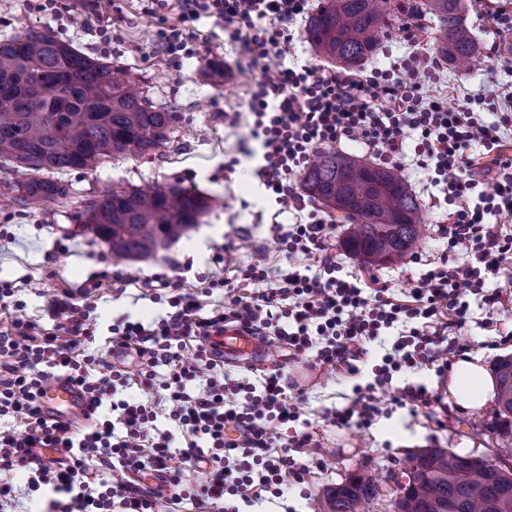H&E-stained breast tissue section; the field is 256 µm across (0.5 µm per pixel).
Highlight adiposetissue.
Instances as JSON below:
<instances>
[{
  "label": "adipose tissue",
  "mask_w": 512,
  "mask_h": 512,
  "mask_svg": "<svg viewBox=\"0 0 512 512\" xmlns=\"http://www.w3.org/2000/svg\"><path fill=\"white\" fill-rule=\"evenodd\" d=\"M448 393L460 410L486 407L495 393V380L482 354H467L454 361L448 374Z\"/></svg>",
  "instance_id": "ef3b65f1"
}]
</instances>
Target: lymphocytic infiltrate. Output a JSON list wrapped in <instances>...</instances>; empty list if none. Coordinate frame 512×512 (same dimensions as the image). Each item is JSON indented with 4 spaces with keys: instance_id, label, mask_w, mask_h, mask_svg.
Here are the masks:
<instances>
[{
    "instance_id": "obj_1",
    "label": "lymphocytic infiltrate",
    "mask_w": 512,
    "mask_h": 512,
    "mask_svg": "<svg viewBox=\"0 0 512 512\" xmlns=\"http://www.w3.org/2000/svg\"><path fill=\"white\" fill-rule=\"evenodd\" d=\"M308 6L309 0H180L178 13L166 16L163 0H150L144 14L155 20L156 40L173 57L189 54L190 23L205 17L223 25L252 89V135L264 150L258 175L282 208L306 209L294 181L322 147L355 142L391 167L402 166L411 151L454 207L439 228L446 248L417 279L409 301L401 302L362 277L338 278L327 247L335 227L321 216L275 225L287 273L272 274L261 264L240 269L247 286L242 293L226 280L209 281L204 293L223 291L225 303L208 315L202 312L204 293L159 280L169 292L165 316L147 323L123 318L109 328L113 350L129 351L132 358L123 367L81 350L98 332L96 285L58 290L48 302L49 324L11 316L0 326V418L14 424L0 430V471L27 469L29 490L49 488L44 512H112L117 506L154 512L157 494H138L134 482L153 474L162 477L169 504H189L192 512H240L267 497H283L287 480L302 478L289 451L318 442L310 432L287 431L301 415L288 396L291 385L277 372L255 385L226 371L204 344L225 323L274 333L294 354H311L314 365L348 375L358 374L367 344L398 329L374 382L355 386L350 404L333 415L342 426H368L403 400L419 407L439 402L437 393L418 385L386 406L377 390L405 369L424 365L447 373L466 350L458 334L470 320L468 295L492 308L501 305L502 291L487 282L512 276V234L488 219L512 215V151L472 105L491 97L508 101L512 93L491 83L448 110L423 92L421 77L439 68L430 53H411L392 71L287 67L288 26ZM274 65L280 75L272 81L267 73ZM488 166L497 190L477 193ZM305 261L316 265L315 273H301ZM191 341L196 348L190 353ZM58 378L84 392L91 422L68 425L43 415L40 399ZM197 380L204 383L202 392H188ZM133 386L142 399L119 398L120 390ZM162 405L174 429L156 426ZM190 469L203 470L204 481L188 491L183 478Z\"/></svg>"
}]
</instances>
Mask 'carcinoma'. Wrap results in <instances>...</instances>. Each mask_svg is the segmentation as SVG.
Here are the masks:
<instances>
[{"label": "carcinoma", "instance_id": "obj_1", "mask_svg": "<svg viewBox=\"0 0 512 512\" xmlns=\"http://www.w3.org/2000/svg\"><path fill=\"white\" fill-rule=\"evenodd\" d=\"M393 0H327L311 17L307 36L325 57L353 67L377 49L393 17ZM438 26L435 42L450 62L476 64L481 49L462 16V0H425ZM178 113L156 106L139 84L112 65L43 32L29 30L0 41V163L31 171L94 169L115 157H143L168 140ZM306 193L331 211L342 205L354 230L348 250L384 263L401 260L420 237V203L394 172L322 154L302 176ZM7 201L55 200L67 188L40 175L12 184ZM210 210L209 199L179 182L107 190L75 218L131 260L172 243ZM495 420L512 417V357L496 364ZM418 472L400 512H512V468L485 465L447 448H419L408 458ZM379 488L354 473L323 491L317 512H365Z\"/></svg>", "mask_w": 512, "mask_h": 512}]
</instances>
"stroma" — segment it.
I'll list each match as a JSON object with an SVG mask.
<instances>
[{
	"instance_id": "obj_1",
	"label": "stroma",
	"mask_w": 512,
	"mask_h": 512,
	"mask_svg": "<svg viewBox=\"0 0 512 512\" xmlns=\"http://www.w3.org/2000/svg\"><path fill=\"white\" fill-rule=\"evenodd\" d=\"M112 2V22L106 29L94 16L83 15V0H57L55 9L45 12L28 10L25 0H0V39L29 30L49 33L125 71L155 105L180 115L172 135L154 154L115 158L92 170H70L61 176L68 195L54 201L0 204V227L11 231L10 236L0 237V280L17 288L22 316L44 324L49 321L50 296L87 280L101 283L96 314L105 328L123 315L149 322L164 314L167 303L156 302L151 291L152 280L160 276L191 285L205 278L232 277L235 268L249 264L260 263L277 272L288 269L272 227L295 223L296 215L280 211L256 175L262 151L251 135V89L236 67L235 51L222 28L208 18L197 21L194 43L201 58L175 60L154 41L152 23L142 13L143 0ZM464 4L465 24L482 50V60L474 67L442 63L436 80L425 86L428 94L442 97L452 107L464 102L479 84L512 86V72L501 71L489 52L495 41L501 49L511 50L512 34L495 36L487 17L489 0H464ZM75 15L84 16V23H72ZM228 113L237 114V122L225 121ZM397 173L427 217L419 247L401 261L371 265L345 248L350 226L340 221L330 250L344 271L377 277L390 297L402 300L425 272L426 262L444 248L437 228L447 223L452 207L435 204L439 189L413 159H406ZM175 181L209 197L211 210L178 241L148 257L115 261L109 244L75 219L77 211L106 190ZM469 302L471 321L463 340L470 352L483 353L488 368H495L500 359L512 357V341L500 340L501 334L512 331V300L501 310L474 296ZM275 350L272 361L238 366L234 372L254 383L275 369L308 390L302 408L320 446L294 455L309 470L288 487L284 503L289 512H314L323 490L353 473L369 474L379 482L380 493L369 512H393L391 477L418 448H449L463 456L512 465V446L501 440L492 407L459 410L448 396L447 376L436 375L434 369L422 367L395 376L379 397L387 402L397 389L422 384L440 395V403L429 408L408 403L376 418L370 427H344L333 423L331 413L349 404L356 385L373 381L379 354L368 352L360 375L351 377L310 368L309 358L290 356L287 346L279 344Z\"/></svg>"
}]
</instances>
